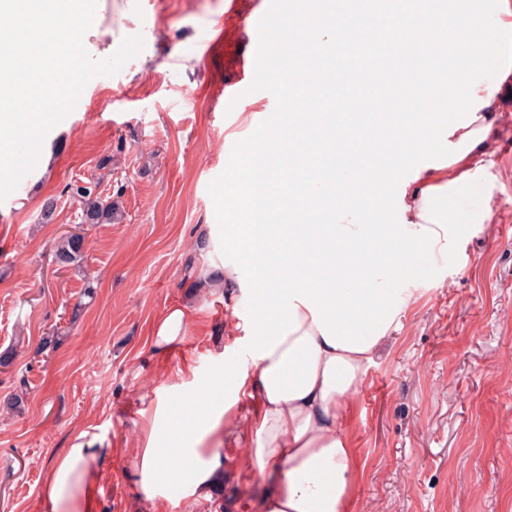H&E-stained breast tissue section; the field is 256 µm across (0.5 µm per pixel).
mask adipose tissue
Instances as JSON below:
<instances>
[{
	"mask_svg": "<svg viewBox=\"0 0 512 512\" xmlns=\"http://www.w3.org/2000/svg\"><path fill=\"white\" fill-rule=\"evenodd\" d=\"M424 3L435 22L462 30L479 25L488 35L480 44L463 39L450 48L447 64L456 95L449 119L426 127L399 123L385 139L393 165L390 225L360 223L347 210L335 224L265 223L279 172L257 157L239 192L248 251L280 256L297 246L306 268L293 264L284 273L266 262L242 281L236 267L210 258L212 225L196 228L195 247L209 257L196 272L201 287L249 286L264 320L243 323L251 359L209 387L199 414L174 399L165 406L168 425L146 424L135 459L147 500L172 487L188 498H210L224 477L220 448L230 432L245 446L251 466L277 478L261 512H357L353 487L359 463L351 416L366 369L389 341L400 306L392 289L352 284L336 268L346 258H363L377 239L381 269L414 280L419 273L413 255L462 247L466 236L449 219L446 204L480 174L499 109L497 88L512 86V0H496L492 24L482 0H470L463 11L448 10L442 0ZM488 59L495 64L496 83L484 88L478 73ZM199 314L183 300L162 309L153 322L154 348L166 350L186 336ZM245 398L255 410L243 422L239 403ZM101 456L97 437L81 432L51 459L42 484L49 512H97Z\"/></svg>",
	"mask_w": 512,
	"mask_h": 512,
	"instance_id": "1",
	"label": "adipose tissue"
}]
</instances>
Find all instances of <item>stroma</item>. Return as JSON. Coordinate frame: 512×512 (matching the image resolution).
<instances>
[{"mask_svg":"<svg viewBox=\"0 0 512 512\" xmlns=\"http://www.w3.org/2000/svg\"><path fill=\"white\" fill-rule=\"evenodd\" d=\"M226 0H105L86 36L94 59L142 35L115 74L92 78L51 129L46 172H30L0 201V512H48L41 486L51 458L82 431L103 442L97 512H260L272 488L243 478V447L224 445L227 473L210 500L179 489L144 499L131 450L159 398L199 396L245 351L228 316L252 314L248 291L199 288L191 266L197 225L216 221L210 183L245 114L263 122L265 91L224 98L248 76L251 33ZM481 179L457 208L490 212L462 251L437 257L421 278L383 279L402 303L400 326L369 365L352 421L361 474L358 512H512V112L497 116ZM110 158L101 189L123 218L80 224L66 193ZM54 214L42 222L46 203ZM84 236L80 273L58 271L54 247ZM190 297L201 313L168 352L151 346L161 309ZM57 337L46 348L44 337ZM22 394L20 408L7 400Z\"/></svg>","mask_w":512,"mask_h":512,"instance_id":"obj_1","label":"stroma"}]
</instances>
